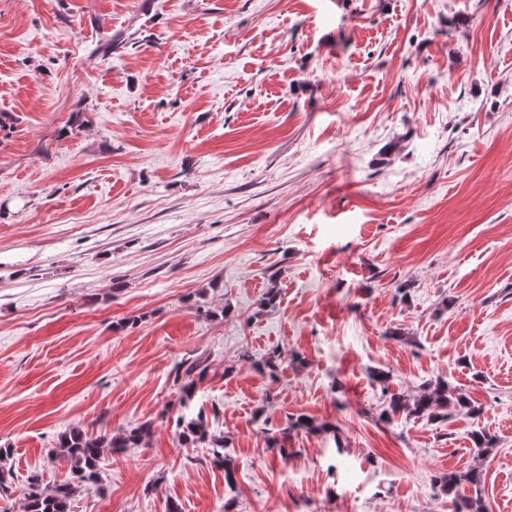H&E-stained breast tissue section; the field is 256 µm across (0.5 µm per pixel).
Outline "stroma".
Listing matches in <instances>:
<instances>
[{
	"instance_id": "35a3bbf8",
	"label": "stroma",
	"mask_w": 512,
	"mask_h": 512,
	"mask_svg": "<svg viewBox=\"0 0 512 512\" xmlns=\"http://www.w3.org/2000/svg\"><path fill=\"white\" fill-rule=\"evenodd\" d=\"M144 422L71 512H512V0H0V512ZM207 372L206 366H202L200 361H193L184 364L177 372L176 380L181 381L180 390L182 396L180 397L181 403L184 401V406L191 399L197 384L203 379ZM422 392L412 399L405 396L393 395L389 403V410H386L383 417L389 421L396 414L408 413L410 415H426L439 418L448 415L444 413L450 405L454 408L469 411L471 414H479L481 407L475 404L466 396L456 393L442 379L427 382ZM443 414V416H441ZM176 424L178 439L183 445L203 443L212 448L224 449V436L211 433L202 415L198 414L196 418L188 420L180 416ZM483 473L479 467L472 468L463 473H442L436 477V484L449 495H453L455 512H488L480 493ZM474 488V495H468L463 485Z\"/></svg>"
}]
</instances>
